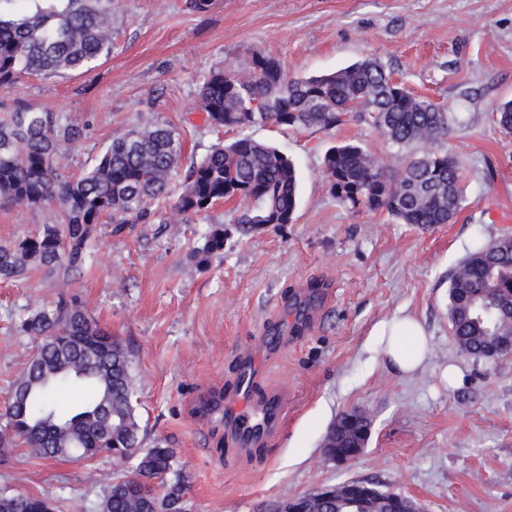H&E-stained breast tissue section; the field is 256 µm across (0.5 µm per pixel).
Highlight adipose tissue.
Wrapping results in <instances>:
<instances>
[{
	"label": "adipose tissue",
	"instance_id": "adipose-tissue-1",
	"mask_svg": "<svg viewBox=\"0 0 512 512\" xmlns=\"http://www.w3.org/2000/svg\"><path fill=\"white\" fill-rule=\"evenodd\" d=\"M372 336L375 348L395 371L408 373L424 366L428 337L423 325L413 316L400 315L381 323Z\"/></svg>",
	"mask_w": 512,
	"mask_h": 512
}]
</instances>
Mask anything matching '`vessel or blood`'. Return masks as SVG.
Instances as JSON below:
<instances>
[{
	"label": "vessel or blood",
	"instance_id": "1",
	"mask_svg": "<svg viewBox=\"0 0 512 512\" xmlns=\"http://www.w3.org/2000/svg\"><path fill=\"white\" fill-rule=\"evenodd\" d=\"M237 358L234 379L224 391V441L230 456L258 449L280 435L289 404L287 390L265 383L250 350H238Z\"/></svg>",
	"mask_w": 512,
	"mask_h": 512
}]
</instances>
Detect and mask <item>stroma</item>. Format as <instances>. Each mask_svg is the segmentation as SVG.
Returning <instances> with one entry per match:
<instances>
[{
	"instance_id": "obj_1",
	"label": "stroma",
	"mask_w": 512,
	"mask_h": 512,
	"mask_svg": "<svg viewBox=\"0 0 512 512\" xmlns=\"http://www.w3.org/2000/svg\"><path fill=\"white\" fill-rule=\"evenodd\" d=\"M256 52L307 77L373 55L415 95L453 112L448 151L465 174L453 221L423 229L330 196L321 173L328 147L357 141L387 152L366 124L253 126V138L296 164L294 223L240 233L241 205L221 203L187 224L159 218L118 234L106 224L80 275L34 270L0 280V407L35 350L21 319L75 294L130 349L143 445L165 439L176 449L190 512H258L350 479L411 496L426 512H512V356L465 354L448 319L449 276L477 242L512 235V136L493 117L512 100V0H215L205 13L186 0H113L107 62L88 74L26 79L0 92V107L87 121L83 137L62 147L73 173L151 117L181 129L189 162L216 140L198 106L204 76L227 60L248 66ZM54 216L51 206L0 207V242ZM215 225L224 251L199 263L196 250ZM399 314L416 317L430 339L426 365L411 374L388 368L371 343L372 329ZM266 326L288 338L274 357L256 340ZM236 344L267 366L270 385L287 388L290 404L270 445L228 459L224 415L203 406L233 378ZM351 410L367 415L370 438L339 465L323 443ZM120 474L105 455L50 461L0 448V492L34 494L55 512H96Z\"/></svg>"
}]
</instances>
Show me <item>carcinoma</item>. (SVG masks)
Wrapping results in <instances>:
<instances>
[{
  "mask_svg": "<svg viewBox=\"0 0 512 512\" xmlns=\"http://www.w3.org/2000/svg\"><path fill=\"white\" fill-rule=\"evenodd\" d=\"M112 56V0H0V91L36 75L88 74ZM284 64L255 53L249 67L229 62L209 72L199 88L201 111L215 131L240 135L212 144L183 176L172 205L187 223L223 202L245 210L237 230L291 224L298 205L295 163L276 146L245 130L271 123L291 129L331 130L348 114L373 126L392 147L421 146L400 164L357 142L328 148L321 172L340 205L384 210L404 224L428 228L450 222L463 200V174L444 148L449 112L413 95L374 56L322 76L283 82ZM500 131L512 135V100L495 108ZM86 124L69 115L17 105L0 114V206L52 205L55 219L35 232L0 244V278L15 280L33 269L70 278L91 257L90 245L107 218L113 231L146 224L155 206L171 197L184 142L165 120L133 126L112 138L78 176L65 173L60 146L80 139ZM224 251V228L205 237L201 261ZM449 319L454 336L478 354L483 338L512 333V238L477 246L451 274ZM20 331L37 339L36 351L0 414V447L25 446L44 459L107 455L124 473L106 490L98 512H186V484L174 449L163 441L141 447L132 355L87 313L77 297L33 311ZM91 388L67 406L64 390ZM305 512H350L340 492L311 497ZM45 499L22 492L0 499V512H52Z\"/></svg>",
  "mask_w": 512,
  "mask_h": 512,
  "instance_id": "carcinoma-1",
  "label": "carcinoma"
}]
</instances>
